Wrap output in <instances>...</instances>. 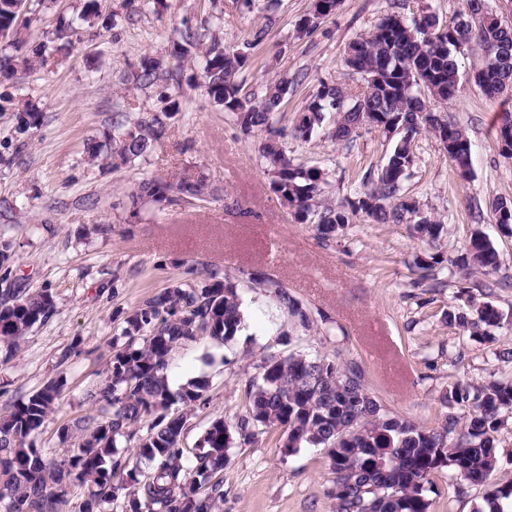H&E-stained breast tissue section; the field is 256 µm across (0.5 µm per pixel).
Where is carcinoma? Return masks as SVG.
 <instances>
[{"instance_id":"obj_1","label":"carcinoma","mask_w":512,"mask_h":512,"mask_svg":"<svg viewBox=\"0 0 512 512\" xmlns=\"http://www.w3.org/2000/svg\"><path fill=\"white\" fill-rule=\"evenodd\" d=\"M480 0H466L459 15L458 40L476 41L487 67L476 82L485 95L498 98L512 71L492 60L507 47L512 50V26H487ZM99 17L98 0H85L77 19L61 23L51 43H41L32 55L0 56V74L29 69L44 63L72 43L81 26ZM18 0H0V31L11 38L9 46L24 45ZM442 24L427 13L407 20L393 12L380 18L365 35L348 44L344 63L365 82L363 94L350 101L336 85H321L304 108L294 136L308 140L317 130L329 128L334 141H346L364 125L385 133L404 126L413 133L426 131L449 140L448 160L466 180L472 166L471 142L466 131L431 109L428 94L446 105L459 92L460 73L454 56L455 42L441 33ZM262 40L254 34L245 50L228 52L217 36L203 47L198 33L187 29L173 42L169 58L145 55L137 80L144 85L176 79L177 65L202 55L199 86L211 102L222 108L246 133H268L258 152L272 174L270 192L300 224L313 221L317 236L330 239L361 215L373 224H406L419 239L434 245L445 225L430 215L420 216L418 202L402 195L413 167L411 139L398 135L386 161L363 179L364 190L339 206L322 205L326 173L318 166L295 164L270 127L282 102L299 77H284L258 92L242 93L239 79L247 66V50ZM160 111L140 120L132 129L114 121L112 131L86 142L88 165L101 169L133 166L145 159L166 131V121L182 111L183 100L161 91ZM41 113L26 103L16 113L15 132L25 134L40 125ZM217 187L199 170L177 182L152 178L140 182L129 195L133 212L146 205L197 204L218 199ZM441 263L437 253L419 257L417 269L428 279ZM451 263L460 270L495 271L498 253L482 232L475 230L464 252ZM249 284L274 294L288 315L306 328L310 317L279 281L258 272H244ZM54 308L51 293L24 288L0 290V342L12 348ZM448 324L471 333H490L502 316L488 302L470 298L468 307L446 315ZM244 328L238 283L220 269L201 271L193 265L169 281L167 287L148 295L126 316L121 335L127 338L114 348L105 380L87 394L95 413L83 419L78 452L67 459L48 461L36 439L54 412L62 384L52 381L13 403L0 416V503L6 512H58L71 484L88 485L80 512H103V504L124 492L121 512H218L224 502V465L237 442L250 444L261 434L277 433L275 446L295 452L321 448L330 461L331 486L327 495L336 501V512H429L427 492L433 476L442 471L454 480L485 485L497 468L494 433L512 413V377L482 385L453 383L442 395L435 424L425 426L391 415L368 389L364 370L350 360L312 357L302 353L270 356L260 364L259 376L247 389L248 412L230 428L224 418L212 420L192 450L183 446L187 413L176 404L193 408L203 402L207 383L196 379L174 388L168 370L175 351L201 339L229 341ZM469 414L460 424L457 410ZM150 419L147 435L125 455L118 452V438ZM512 501V480L495 484L486 493V512H505Z\"/></svg>"}]
</instances>
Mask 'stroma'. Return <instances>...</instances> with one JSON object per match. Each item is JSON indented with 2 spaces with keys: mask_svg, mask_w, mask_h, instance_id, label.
Returning <instances> with one entry per match:
<instances>
[{
  "mask_svg": "<svg viewBox=\"0 0 512 512\" xmlns=\"http://www.w3.org/2000/svg\"><path fill=\"white\" fill-rule=\"evenodd\" d=\"M84 0H31L23 54L48 40L61 18L76 15ZM313 0H100L106 26L86 29L80 41L29 70L0 77V96L30 101L44 120L27 142L16 139L14 110L0 111V239L14 254L13 276L31 291L49 290V319L35 326L14 351L0 345V414L19 397L63 380L59 404L36 440L50 459L73 455L78 425L90 414L87 393L107 376L112 328L148 294L166 286L179 267H219L231 276L261 271L280 280L313 321L292 329L276 298L240 282L247 325L233 340L193 343L176 350V382L206 379V402L188 417L184 444L194 447L209 422L228 425L246 415V393L263 356L301 352L356 361L385 410L424 425L442 410L449 384H482L512 376V362L497 358L512 348V228L495 222L491 202L512 197V158L500 152L496 129L512 112V95L490 100L470 75L484 62L477 44L457 56L461 75L450 121L472 144L469 179H460L448 154L428 133L414 141L415 162L404 195L447 226L433 249L444 262L436 279L420 280L414 266L431 247L403 224L356 218L345 235L319 240L311 225L295 223L269 191L270 173L259 157V132L243 133L196 87L197 60L185 61L170 91L183 96L185 114L145 160L119 170H98L85 161L87 139L158 111L156 88L135 86L143 55L167 54L180 30L204 31L220 22L224 48L242 49L256 30L264 36L241 78L257 90L283 76H301L297 90L277 112L273 131L295 163L325 169L323 198L336 205L353 196L365 176L381 165L394 139L373 126L351 141L320 133L302 141L296 118L321 84L341 85L349 95L365 83L343 63L349 42L379 19L397 12L455 19L463 0H339L335 11L303 29ZM204 170L224 196L203 206H149L132 212L130 192L143 180L174 182ZM100 224L111 233L97 232ZM481 230L499 254V267L464 272L449 260ZM491 303L502 316L492 337L448 324V308L463 305L460 290ZM221 512H335L327 495L332 478L322 449L287 453L270 436L232 448L224 468ZM486 486L454 490L437 474L429 512H475Z\"/></svg>",
  "mask_w": 512,
  "mask_h": 512,
  "instance_id": "stroma-1",
  "label": "stroma"
}]
</instances>
